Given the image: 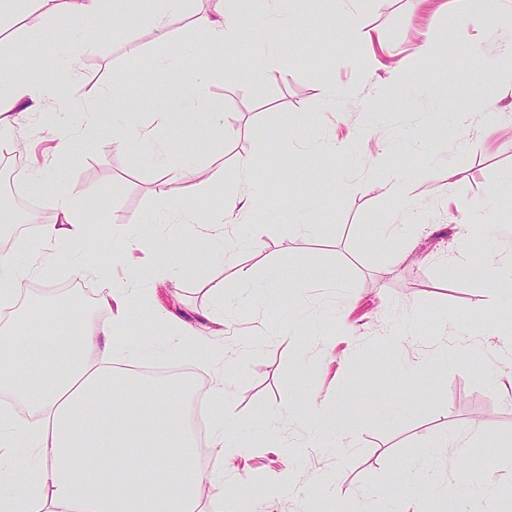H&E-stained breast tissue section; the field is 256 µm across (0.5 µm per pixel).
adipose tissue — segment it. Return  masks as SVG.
Returning <instances> with one entry per match:
<instances>
[{
	"label": "adipose tissue",
	"instance_id": "1",
	"mask_svg": "<svg viewBox=\"0 0 512 512\" xmlns=\"http://www.w3.org/2000/svg\"><path fill=\"white\" fill-rule=\"evenodd\" d=\"M49 8L78 31L84 52L96 51L109 37L115 0H0V138L20 120L44 107L50 78L19 80L9 68L22 48L6 21ZM281 0H242L241 7L217 15H198L193 27L214 50L250 31L253 17L282 16ZM264 178L249 163L238 167V191L196 218L193 200L170 203L182 233L222 243L242 290L261 288L277 298L286 284L278 264L262 278L239 259L252 244L229 237L241 223L253 197L263 194ZM53 223L42 225L33 263L20 251L0 252V303L19 304L25 321L62 317L59 303L22 299L23 279L41 276L67 263L74 278L105 275L109 263L75 261L86 217L73 186H60L54 197ZM114 253L125 257L132 276L115 282L98 301L103 314L81 317L80 329L46 343H32L12 324L0 326V393L15 400L16 409L0 410V512H224L226 460L246 451L237 431L240 413L229 405V379L238 373L243 350L224 341V311L236 300L214 289L215 309L208 324L197 328L155 305L152 283L175 273L191 274L186 262L162 258L155 240L140 232H118ZM140 316L169 332L138 339L127 333L131 316ZM192 349L211 374L210 395L225 402L205 447H198L192 425V386L182 379L156 381L131 363L146 352ZM29 384H19L20 376ZM352 402L327 410L325 400L310 396L305 418L315 444L343 448L352 440Z\"/></svg>",
	"mask_w": 512,
	"mask_h": 512
}]
</instances>
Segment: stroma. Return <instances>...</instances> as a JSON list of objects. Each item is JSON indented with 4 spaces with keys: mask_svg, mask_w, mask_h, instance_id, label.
Masks as SVG:
<instances>
[{
    "mask_svg": "<svg viewBox=\"0 0 512 512\" xmlns=\"http://www.w3.org/2000/svg\"><path fill=\"white\" fill-rule=\"evenodd\" d=\"M153 0H130L111 17L112 37L95 54L82 56L77 70L61 67L57 49L73 44V32L38 10L17 27L26 52L12 64L19 79L55 73L68 79L66 102L58 115L87 139L75 155L51 158L54 135L41 115H31L15 136L33 147L26 161L51 159L61 182L81 193L89 222L84 257L111 255L112 233L138 225L154 232L164 206L157 195L193 196L198 214L232 194L236 170L249 161L268 180L239 231L257 236L258 248L242 256L255 273L272 262L283 265L302 287L266 300L252 291L224 328L227 342L239 340L246 324L255 342L242 344L247 357L234 381L233 404L242 415L241 435L254 452L237 460L242 492L257 496L258 512H299L307 492L320 497L322 512H450L460 491L456 474H465L475 494L474 512H512V389L498 386L512 365L497 349L499 335L512 336V293L495 280L459 279L443 261L456 254L455 200L473 203V224L497 225V238L470 254L484 264L512 262V92L500 87L497 72L512 47V18H500L495 0L483 13L463 16L459 0L440 11H419L412 0H359L357 30L336 26V0H286L290 20L275 30L282 53L256 78L244 63L258 44L251 37L212 54L196 43L193 68L181 73L143 74L151 56L167 52V39L136 25L138 12ZM435 45L431 55L417 50V32ZM203 77L205 92L224 114L223 128L205 121H178L173 159L212 175L214 190L194 193L191 183L163 180L149 154L110 145L112 123L93 109L103 90L121 84L130 121L153 123L156 110L184 85ZM336 94L343 111L335 121L326 109ZM464 102L470 119L459 122L451 109ZM292 120L280 130L281 115ZM358 125L374 127L369 140L336 155L327 144ZM411 172L408 190L425 224L407 258L393 262L395 241L378 227L393 221L397 203L378 184V161ZM314 225L312 236L296 226ZM165 254L205 258L197 279L170 277L158 283L155 299L172 314L193 319L213 310L211 286L236 291L234 271L224 252L201 242L162 237ZM338 273L342 288L324 287L317 276ZM126 265L115 262L110 275L74 281L67 267L28 282L32 299L55 297L65 283H77L85 310L108 294ZM289 321L287 338L275 337ZM414 322L423 340L392 341L394 328ZM461 335L469 346L461 360L441 362L436 338ZM328 403L352 398L358 404L354 444L326 451L311 446L300 417L288 427H271L269 413L301 407L312 394ZM405 403V410L376 407L379 398ZM453 432L468 433L463 457L443 447ZM294 442V489L274 502L260 491L284 466L282 441ZM413 458L427 462L424 482H406L402 473Z\"/></svg>",
    "mask_w": 512,
    "mask_h": 512,
    "instance_id": "obj_1",
    "label": "stroma"
}]
</instances>
